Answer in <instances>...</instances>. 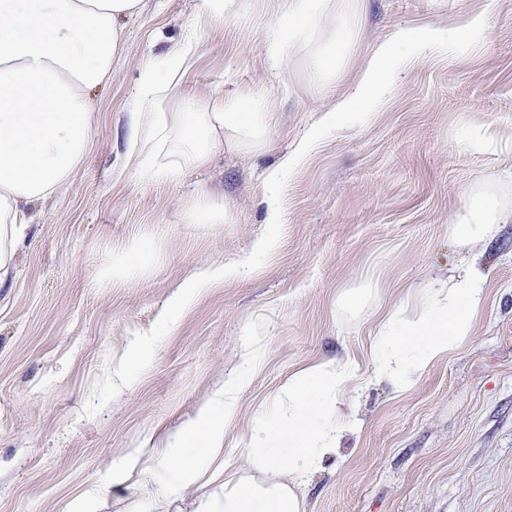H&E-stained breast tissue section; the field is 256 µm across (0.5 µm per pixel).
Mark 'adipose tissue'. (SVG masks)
<instances>
[{
    "label": "adipose tissue",
    "mask_w": 512,
    "mask_h": 512,
    "mask_svg": "<svg viewBox=\"0 0 512 512\" xmlns=\"http://www.w3.org/2000/svg\"><path fill=\"white\" fill-rule=\"evenodd\" d=\"M365 0H350L349 13L336 18L331 47L313 63L315 80L334 86L353 44V23ZM325 0H280L281 34L270 42L272 62L316 26ZM144 0H0V287L11 278L31 225L29 208L68 184L84 165L97 123L91 94L112 80V66L124 46L118 21L141 15ZM456 35L443 28H397L368 57L353 93L337 96L312 128L317 141L323 126L340 125L354 112L382 103L400 63L428 51H456ZM193 38L173 45L160 64H147L128 114L125 161L137 171L173 179L184 170L203 169L225 139L257 151L271 120L259 98H206L192 111L174 108L183 79L194 62ZM512 222V207L483 185L472 186L462 212L448 232L461 247L491 242L501 225ZM150 237H131L97 273L112 285L148 269L155 253ZM487 299L485 276L475 267L443 281L429 282L380 319L373 360L380 377L398 390L410 389L435 362L470 336ZM361 380L357 359L346 355L312 362L288 384L286 418H262L247 431L245 455L261 479L242 478L225 487L205 512H305L300 492L308 474L335 454L348 420L340 400ZM236 379L222 389L177 436L173 446L131 449L113 480L135 481L160 499L186 501L190 482L183 472L199 458L215 460L227 426L237 419Z\"/></svg>",
    "instance_id": "adipose-tissue-1"
}]
</instances>
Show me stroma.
<instances>
[{"label": "stroma", "instance_id": "1", "mask_svg": "<svg viewBox=\"0 0 512 512\" xmlns=\"http://www.w3.org/2000/svg\"><path fill=\"white\" fill-rule=\"evenodd\" d=\"M275 2L230 0L223 25L195 31L178 97L257 92L275 107L264 149L225 141L208 169L173 180L125 168L126 111L143 64L193 31L202 0H147L122 20L124 51L92 94V150L36 207L15 278L0 289V512H64L92 487L106 490L92 512H179L114 484L112 469L144 440L183 428L250 356L257 367L222 456L192 488L223 495L225 483L254 476L247 430L259 413L287 408L289 378L348 353L365 379L342 400L357 428L309 474L306 512H512V223L466 250L448 235L471 185L512 205V0H368L338 92L353 89L394 29L450 28L460 46L407 61L384 104L290 170L282 159L330 100L310 70L334 29L320 24L272 68ZM481 12L491 28L469 36ZM275 169L282 221L270 224L264 181ZM201 186L223 199V223L182 222ZM155 229L162 248L145 276L95 286L119 246ZM263 237L277 246L259 258ZM473 264L487 302L470 336L406 392L371 380L378 312ZM220 266L248 273L171 307L178 284ZM352 288L366 291L354 309L342 302Z\"/></svg>", "mask_w": 512, "mask_h": 512}]
</instances>
